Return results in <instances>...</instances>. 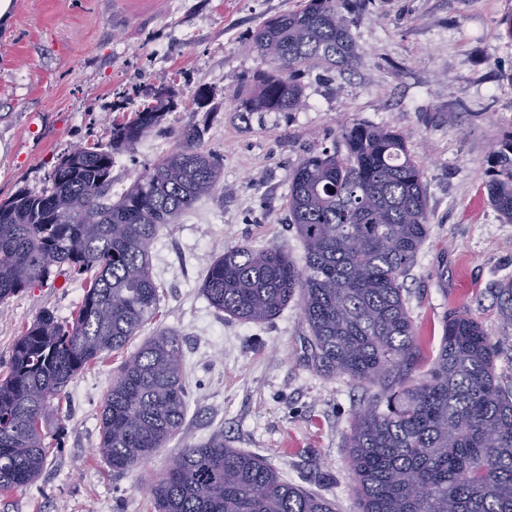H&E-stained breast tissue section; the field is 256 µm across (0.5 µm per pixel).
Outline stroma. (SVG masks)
Masks as SVG:
<instances>
[{"label":"stroma","instance_id":"stroma-1","mask_svg":"<svg viewBox=\"0 0 512 512\" xmlns=\"http://www.w3.org/2000/svg\"><path fill=\"white\" fill-rule=\"evenodd\" d=\"M298 0H12L0 26V200L40 191L56 158L107 144L113 118L159 87L178 107L162 131L115 156L120 196L175 146L172 130L214 118L204 145L224 158L216 190L150 245L159 286L155 317L123 350L97 362L60 400L65 431L40 479L0 495V512H153L137 486L213 433L260 456L289 482L359 512L346 437L369 387L320 375L297 303L261 323L211 307L200 291L212 256L246 243L302 260L288 222V176L307 153L341 146L340 131L368 122L400 132L425 171L429 236L404 279L426 356L447 316L466 310L504 337L499 384L512 389V325L501 290L512 282V223L485 189L496 142L512 133V0H374L352 28L356 61L339 73L307 69L293 112H243L239 84L264 64L248 43L265 18ZM83 280L62 273L0 304V361L44 310L69 317ZM159 329L179 334L188 408L179 433L143 473L119 476L95 450L104 394L125 358Z\"/></svg>","mask_w":512,"mask_h":512}]
</instances>
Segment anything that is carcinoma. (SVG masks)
Here are the masks:
<instances>
[{"label":"carcinoma","mask_w":512,"mask_h":512,"mask_svg":"<svg viewBox=\"0 0 512 512\" xmlns=\"http://www.w3.org/2000/svg\"><path fill=\"white\" fill-rule=\"evenodd\" d=\"M368 4L301 0L259 23L250 45L266 69L238 92L239 110L292 112L305 68H349L351 27ZM177 108L167 94L112 119L108 145L72 149L42 191L0 200V303L64 267L85 281L71 317L45 309L23 328L0 374L1 495L42 474L46 440L64 430L55 400L69 383L156 314L147 244L219 184L223 158L204 146L206 126L194 124L171 131L173 150L111 200L115 154ZM341 137L345 153H309L288 177L302 262L278 247L230 246L209 264L202 295L244 323L270 321L298 300L315 368L378 388L347 437L361 512H512V391L495 374L501 339L459 311L428 359L406 306L403 281L429 234L424 170L395 130L354 123ZM485 188L511 224L512 135L497 142ZM77 197L86 208L74 212ZM185 396L180 337L159 330L107 389L97 454L117 474L143 469L181 428ZM149 484L155 512H336L221 432L184 448Z\"/></svg>","instance_id":"1"}]
</instances>
